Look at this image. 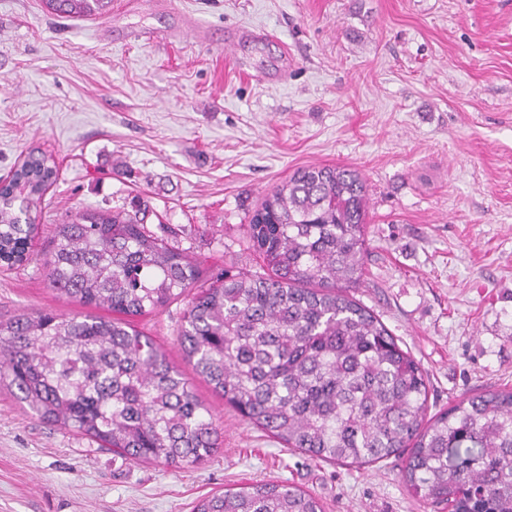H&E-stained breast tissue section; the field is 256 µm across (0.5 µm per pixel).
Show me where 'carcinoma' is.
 Segmentation results:
<instances>
[{
	"label": "carcinoma",
	"instance_id": "carcinoma-1",
	"mask_svg": "<svg viewBox=\"0 0 512 512\" xmlns=\"http://www.w3.org/2000/svg\"><path fill=\"white\" fill-rule=\"evenodd\" d=\"M58 16L96 18L112 0H44ZM57 181L33 147L0 178V262L30 260L41 203ZM362 174L310 165L248 217L251 273L208 284L176 231L148 228V210H82L54 225L43 258L56 294L87 309L0 319V383L41 420L129 460L200 464L221 432L193 385L135 319L186 297L184 360L285 448L347 464L401 460L415 497L449 512H512V390L494 389L428 416L420 364L350 294L366 259ZM106 309L105 318L93 314ZM194 512H324L291 484L257 481L200 499Z\"/></svg>",
	"mask_w": 512,
	"mask_h": 512
}]
</instances>
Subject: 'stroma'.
I'll return each instance as SVG.
<instances>
[{
    "instance_id": "1",
    "label": "stroma",
    "mask_w": 512,
    "mask_h": 512,
    "mask_svg": "<svg viewBox=\"0 0 512 512\" xmlns=\"http://www.w3.org/2000/svg\"><path fill=\"white\" fill-rule=\"evenodd\" d=\"M112 0L97 19L0 0V176L51 153L33 259L0 266V317L81 313L41 260L55 221L139 197L203 279L256 268L246 216L312 164L358 169L368 254L352 294L428 379L430 413L512 389V0ZM186 300L137 318L180 370ZM195 390L223 430L208 461L133 462L43 423L0 386V512H193L265 480L324 512H434L398 460L283 447Z\"/></svg>"
}]
</instances>
